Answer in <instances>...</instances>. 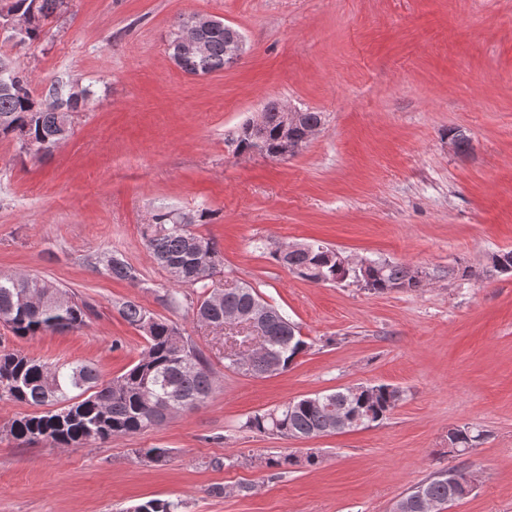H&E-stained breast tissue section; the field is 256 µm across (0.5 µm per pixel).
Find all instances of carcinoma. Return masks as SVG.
I'll return each instance as SVG.
<instances>
[{
    "mask_svg": "<svg viewBox=\"0 0 512 512\" xmlns=\"http://www.w3.org/2000/svg\"><path fill=\"white\" fill-rule=\"evenodd\" d=\"M68 0H39L36 6L41 22L28 35L31 42L46 35L50 17L63 12ZM219 31L207 39V49L198 59L187 61L184 71L211 73L224 70V41ZM282 105L271 100L263 107L264 157L281 159L279 114ZM60 117L45 112L33 97L27 79L15 72L9 86L0 89V138L12 137L21 148L43 157L56 148ZM154 261L181 287H199L201 296L193 317L203 325L219 326L231 311L248 313L258 309L267 350L278 360L280 370L290 368L309 348L296 323L264 301L257 291L243 285L226 288L221 297L209 284L223 263L218 243L195 234L190 225L174 222L171 213L162 212L142 231ZM276 261L304 280L319 285L345 282L357 277L355 269L338 264L336 250L313 241L283 258L274 251ZM104 267L112 277L131 284L138 282L135 270L121 258L105 257ZM369 290L376 293L394 288L417 289L411 268L386 262L365 273ZM61 289L38 276L0 272V321L11 326L18 337L79 328L90 314L87 303L72 302L65 309L55 306ZM129 324L144 332L146 346L140 358L120 377L103 382L94 367L76 362L49 365L18 351L0 352V400L26 404L34 412L9 425L7 432L16 441L29 443L39 436L52 445L70 447L89 441L107 442L114 437L131 436L161 424L159 410L165 397L174 393L189 408L203 404L213 391L214 373L207 359L178 327L160 319L141 305L127 301L118 309ZM402 396L390 384L363 385L353 392L346 388L331 393H315L290 401L270 411L246 419L244 426L259 433L289 438H312L335 432L336 410L353 415L361 425L384 420ZM483 439V432L467 425L448 429V440L464 453ZM445 471L413 487L395 506L396 512H422L419 492L448 504V478ZM179 500L151 499L126 512H180Z\"/></svg>",
    "mask_w": 512,
    "mask_h": 512,
    "instance_id": "cac0c4a2",
    "label": "carcinoma"
}]
</instances>
